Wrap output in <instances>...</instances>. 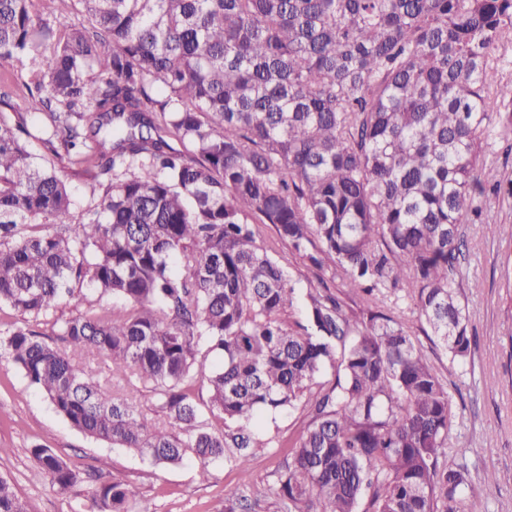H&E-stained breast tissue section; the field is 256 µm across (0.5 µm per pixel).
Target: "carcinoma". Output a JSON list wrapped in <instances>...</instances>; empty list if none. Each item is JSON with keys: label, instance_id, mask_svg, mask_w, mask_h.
<instances>
[{"label": "carcinoma", "instance_id": "1", "mask_svg": "<svg viewBox=\"0 0 512 512\" xmlns=\"http://www.w3.org/2000/svg\"><path fill=\"white\" fill-rule=\"evenodd\" d=\"M55 2L0 0V60L26 64L28 94L0 111V305L27 322L84 289L124 305L64 320L63 349L25 325L0 350L75 429L154 466L195 460L203 480L303 408L265 488L288 512H482L441 462L448 388L381 296L406 291L435 346L471 355L460 226L483 214L492 136H512L496 56L512 0H73L88 24L35 21ZM255 224L315 276L302 314ZM32 456L58 493L83 482L53 449ZM131 496L114 477L76 510L128 512ZM0 512H25L2 477Z\"/></svg>", "mask_w": 512, "mask_h": 512}]
</instances>
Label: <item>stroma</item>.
I'll return each instance as SVG.
<instances>
[{
	"label": "stroma",
	"instance_id": "stroma-1",
	"mask_svg": "<svg viewBox=\"0 0 512 512\" xmlns=\"http://www.w3.org/2000/svg\"><path fill=\"white\" fill-rule=\"evenodd\" d=\"M482 221L462 225L466 256L459 278L476 347L464 364L420 335L418 345L448 388L454 423L448 434L446 461L465 466V498L480 501L483 512H512V293L505 271L512 268V200L492 193L482 198ZM258 244L289 272L296 293L312 278L303 260L272 227H255ZM306 423L295 409L266 423L271 441L257 449L246 468L227 460L211 462L209 477L199 480L198 466H153L137 454L94 440L56 413L21 369L0 353V476L10 479L26 512H71L78 494L92 488V476H117L135 496L131 512H222L224 495L236 491L244 512H282L262 495L273 484L290 450L288 440ZM53 449L72 468L86 473L77 495L57 493L37 468L31 450ZM494 473L486 482V473Z\"/></svg>",
	"mask_w": 512,
	"mask_h": 512
}]
</instances>
